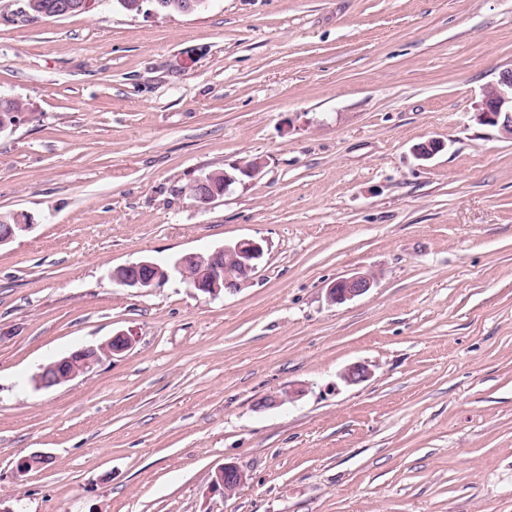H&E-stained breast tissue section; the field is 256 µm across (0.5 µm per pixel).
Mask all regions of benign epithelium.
Returning a JSON list of instances; mask_svg holds the SVG:
<instances>
[{
  "label": "benign epithelium",
  "mask_w": 512,
  "mask_h": 512,
  "mask_svg": "<svg viewBox=\"0 0 512 512\" xmlns=\"http://www.w3.org/2000/svg\"><path fill=\"white\" fill-rule=\"evenodd\" d=\"M477 119L480 124L495 127L502 135L512 138V70L503 72L499 82L484 91ZM194 185L197 187L195 200L200 205H208L223 195V192L212 186L211 179L207 176L196 179ZM263 254L264 249L260 242L245 238L212 251L208 256L207 267H197L202 255L192 253L177 260L174 269L189 287L217 296L224 290L231 292L240 286V283L230 277V272L224 270V264L234 265V272L245 282L258 268ZM160 272L159 264L143 260L117 268L113 271L112 278L130 288H151L157 284ZM372 281L369 274L342 278L329 288V299L334 303L351 300L366 293ZM130 345L131 340L126 334L117 333L96 347L81 348L56 364L41 367V372L35 377L36 384L41 388H50L72 381L87 374L103 359L125 352ZM369 375L370 369L367 365L354 364L344 371L343 379L355 384L364 381ZM245 483L246 475L232 463L220 467L212 480L213 488L226 498L236 495Z\"/></svg>",
  "instance_id": "obj_1"
}]
</instances>
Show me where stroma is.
Wrapping results in <instances>:
<instances>
[{
    "label": "stroma",
    "instance_id": "35a3bbf8",
    "mask_svg": "<svg viewBox=\"0 0 512 512\" xmlns=\"http://www.w3.org/2000/svg\"><path fill=\"white\" fill-rule=\"evenodd\" d=\"M23 6L0 0V97L29 107L0 134V214L31 223L0 247V512H512V138L476 119L512 0ZM243 238L265 254L233 292L112 279ZM158 0H138L133 8H137V11L134 12L136 14H140L144 12V7L146 5L150 6L146 11H150L152 14H158L160 11L165 14H178L184 13L189 4V0H160L159 1V9L157 7ZM214 183L218 188H223L224 191H217L213 186L211 179L208 176H203L194 181L197 190L195 194L196 203L199 205H208L218 197L222 196L229 189L230 185L236 182L237 178L226 172H212ZM161 271L159 264L150 260H143L117 268L113 271L112 278L130 288H152L157 284L158 275ZM151 272H154V274ZM163 276L164 274L160 273V277ZM373 278L369 274H358L336 281L329 288V299L334 303H343L366 293ZM131 340L124 333H117L97 347L81 348L69 356L62 358L57 364L42 366L41 372L35 377L36 384L41 388H50L58 384L72 381L87 374L94 365L104 358H112L130 348ZM63 365V367H62ZM62 367V371L59 369ZM53 371V373H50ZM215 475L212 480L213 488L227 498L236 495L246 483L244 472L232 463L224 464Z\"/></svg>",
    "mask_w": 512,
    "mask_h": 512
}]
</instances>
